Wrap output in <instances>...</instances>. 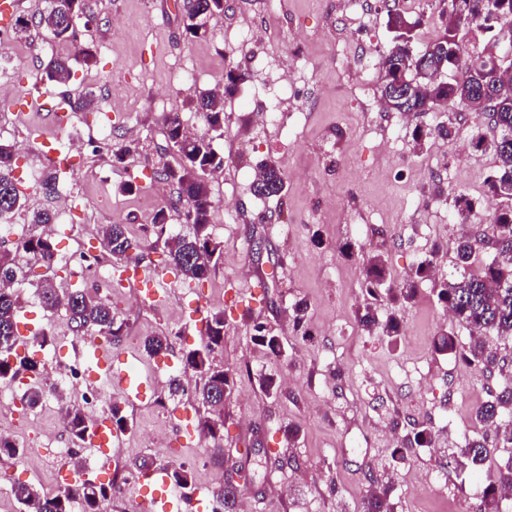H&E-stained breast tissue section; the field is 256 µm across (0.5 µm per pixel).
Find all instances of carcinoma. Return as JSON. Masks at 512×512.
Here are the masks:
<instances>
[{"label":"carcinoma","instance_id":"cac0c4a2","mask_svg":"<svg viewBox=\"0 0 512 512\" xmlns=\"http://www.w3.org/2000/svg\"><path fill=\"white\" fill-rule=\"evenodd\" d=\"M70 0H52L49 12L36 21L17 18V31L23 35L36 27L55 39L75 37L76 20L86 16V0H78L73 19L66 12ZM185 31L197 35L202 21L224 13V0H186ZM512 24V0H450L448 25L443 35L423 48L415 45V31L419 19L412 18L407 11L393 3L386 9V26L392 33V45L381 57L383 67L380 86L381 99L393 112H404L414 116L427 112L453 114L458 110L473 109L493 116L492 139L482 132L472 136V145L477 148L490 147L498 158L496 171L487 180L488 194L496 201L497 208L492 223L470 235H463L455 242L454 263L462 268L458 276L441 284L437 289V300L443 310L452 313L456 324L471 331L472 342L468 349L457 352L454 333L446 332L434 340V350L440 354H461L469 364L484 371L498 363L497 347L491 340L512 338V97L501 95L487 102L470 96L473 84L481 81L496 87L502 72L498 70L495 57L479 55L468 61L477 52L476 41L462 42L466 32L484 38L497 36L502 24ZM92 50L79 47L77 58L53 57L44 68V78L57 87L68 85L75 78V64L89 63ZM194 108L203 114L209 129L223 132L224 99L213 90L194 92ZM443 138H452L457 132L456 122H440L435 128L418 125L413 131V140L421 144L423 138L432 133ZM168 141L179 155L181 163L177 169L163 171V179L173 187L175 206L192 209L193 232L175 235L166 240L168 263L186 281H201L207 277L222 257L220 245L212 242L206 233L212 202L207 187V174L224 167V155L212 147L211 140L204 136H191L177 122H172L167 131ZM13 146L0 143V217L12 214L23 207L20 189L11 176ZM285 189L280 168L273 162L260 167V174L252 185L255 196L270 198L279 196ZM102 250L106 255L121 260L139 249V242L130 237L123 224H108L102 228ZM483 247L495 250L494 258L478 271H468L474 254ZM32 259L39 266L51 271L56 263V245L50 237L30 231L21 233L13 242L12 249L0 251V378L11 380L27 376L32 387L27 389L28 403L35 406L43 396L42 370L39 364L17 352L18 298L9 285L33 276ZM433 260L424 258L413 275L397 285L388 280L384 253L374 256L369 262L363 291L370 300L359 322L368 330H379L389 339L399 336L400 321L390 314L379 321L372 302L385 299L395 304L409 303L416 299L419 285L428 280ZM37 288L40 302L45 309L64 307L72 331L86 335L90 332L104 333L120 340L123 322L112 309L107 297L91 295L82 288H60L53 278L41 275ZM252 339L255 344L269 352L278 353L279 340L266 326H254ZM206 341L197 349L183 353L184 369L193 371L199 378L194 386L197 403L208 407L206 414L196 422L198 436L202 439L219 440L224 429V397L230 395L236 385L234 375L213 364L212 353L224 344V315L217 313L206 321ZM168 336H148L144 349L151 355H159L170 347ZM68 432L74 444L84 442L91 422L79 407L67 412ZM476 418L496 432L497 443L512 448V379L507 378L504 388L476 410ZM460 455L482 461L488 455L485 437H474L466 441ZM76 490H63L53 495L20 483L14 486V497L22 505V512H71L74 497H79L83 512H101L107 494L103 485L84 478L82 467L75 466ZM168 476L182 490L193 486L189 470L175 467ZM389 489L384 484H374L363 501L362 512H391L387 503ZM224 512H240V489L223 486L219 491ZM478 512H502L501 496L496 483L488 484L478 505Z\"/></svg>","mask_w":512,"mask_h":512}]
</instances>
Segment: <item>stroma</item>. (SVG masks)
<instances>
[{
	"instance_id": "35a3bbf8",
	"label": "stroma",
	"mask_w": 512,
	"mask_h": 512,
	"mask_svg": "<svg viewBox=\"0 0 512 512\" xmlns=\"http://www.w3.org/2000/svg\"><path fill=\"white\" fill-rule=\"evenodd\" d=\"M86 3L89 21L78 24L77 40L33 32L0 47V67L8 69L16 91L46 90L42 68L50 57L73 55L79 45L95 53L68 94L93 95L96 107L77 114L68 130H59L36 104L21 113L14 104L0 105V142L15 149L13 175L26 198L25 208L7 220L20 228L31 210L73 198V227L53 223L46 229L58 254H96L108 264L99 254L98 231L126 225L140 244L136 264L168 283L180 306L150 307L133 288H113L123 338L111 350L133 363L151 390L135 403L120 390H105L97 416L108 417L112 404L120 405L127 423L118 441L121 454L105 467L79 449L84 470L103 484L115 468L135 472L145 456L165 468L204 456L208 465L194 470L195 484L231 469L248 474L241 488L244 512H360L374 481L389 486L394 512H458L475 478L494 480L512 449H491L477 465L453 461L444 467L440 448L413 445L411 438L428 426L441 448L453 452L483 434L474 408L512 374V339L501 341L499 368L491 374L432 347L443 330L454 332L459 346L470 341L441 308L436 290L455 273L454 198L472 201L474 224L488 223L495 208L485 192L497 168L494 153H456L458 141L470 139L481 124V113L460 112L455 140L433 135L415 145L413 125L386 110L379 74L364 76L353 63L358 47L377 56L392 42L384 0H367L357 13L344 8V0H224L223 15L208 21L201 38L185 36L178 0ZM400 5L421 21L418 46L443 33L448 0ZM231 72L241 79L224 97V132L213 140L224 167L208 178L206 231L223 256L206 279L188 284L164 267V242L152 230L161 211L168 234L188 229L170 209L171 188L159 176L180 163L165 138L166 122L175 113L194 134L209 135L192 95L224 86ZM61 137L72 142L70 167L49 197L29 175L45 173L43 144ZM102 140L107 150L92 154L91 142ZM123 146L127 154L113 161V151ZM266 160L281 169L285 190L261 199L252 184ZM127 183L132 192H122ZM379 252L396 283L426 256H433L436 269L415 302L399 308L401 333L393 342L358 320L365 265ZM36 284L32 278L15 286L21 320L49 328L50 336L43 345H24L23 353L41 362L57 354L77 361L86 351L83 337L72 334L65 310L42 308ZM299 299L309 303L302 330L292 319ZM219 312L224 345L213 360L235 371L236 387L224 402L223 439L190 446L177 426L183 414L199 415L191 392L197 377L184 372L182 354L204 342V319ZM258 323L280 337V354L252 342ZM152 335L171 338L167 354L145 352L143 340ZM177 374L186 390L173 396L167 383ZM265 376L273 378V392L262 389ZM60 397L76 400L62 383L40 406H0V433H10L20 449L0 455V512H21L10 495L16 483L56 493L52 464L31 460L26 451L55 435L50 404ZM292 428L298 432L293 441ZM395 448L405 449L403 462L392 461Z\"/></svg>"
}]
</instances>
